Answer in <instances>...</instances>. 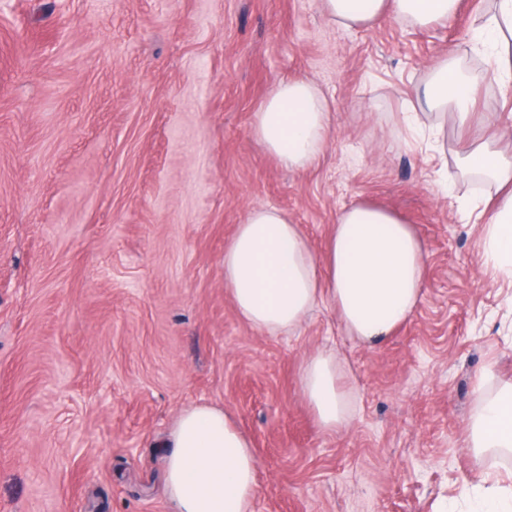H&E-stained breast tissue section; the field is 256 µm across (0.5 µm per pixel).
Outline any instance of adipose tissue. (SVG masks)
<instances>
[{
    "instance_id": "ef3b65f1",
    "label": "adipose tissue",
    "mask_w": 512,
    "mask_h": 512,
    "mask_svg": "<svg viewBox=\"0 0 512 512\" xmlns=\"http://www.w3.org/2000/svg\"><path fill=\"white\" fill-rule=\"evenodd\" d=\"M459 0H321L325 18L345 29L366 28L386 14L428 27L447 20ZM476 50L489 53L492 77L512 86V0H494L475 28ZM475 87L455 63L435 65L419 100L420 111L451 112L459 129L471 126ZM331 130L328 101L313 82L284 79L254 114L252 135L283 168L302 171L323 153ZM465 168L485 174L496 188L490 214L479 225L484 263L494 277L512 281V149L497 139L470 141ZM422 238L391 209L358 202L336 218L325 252L314 251L300 225L278 208L250 209L224 247V285L246 324L275 334L295 331L319 304L365 346L383 343L407 322L425 285ZM332 352L305 355L298 386L322 432L351 424ZM476 454L512 453V386L476 388L467 420ZM164 485L176 512H252L258 462L252 442L224 408L182 409L165 442Z\"/></svg>"
}]
</instances>
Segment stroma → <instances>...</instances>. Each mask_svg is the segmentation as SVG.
<instances>
[{
	"instance_id": "stroma-1",
	"label": "stroma",
	"mask_w": 512,
	"mask_h": 512,
	"mask_svg": "<svg viewBox=\"0 0 512 512\" xmlns=\"http://www.w3.org/2000/svg\"><path fill=\"white\" fill-rule=\"evenodd\" d=\"M488 0L426 29L347 30L320 0H0V512H172L159 443L182 407H224L252 441L254 512H478L512 486L465 421L479 376L512 382V283L474 221L493 186L405 112L451 55L476 87L470 138L512 132V95L470 46ZM332 110L320 160L288 171L251 135L283 79ZM367 200L428 250L413 317L366 347L315 307L294 333L236 314L224 244L279 208L322 251ZM333 351L354 396L325 434L297 385Z\"/></svg>"
}]
</instances>
